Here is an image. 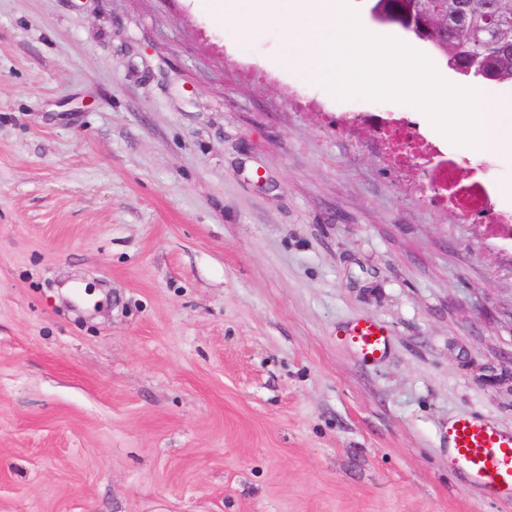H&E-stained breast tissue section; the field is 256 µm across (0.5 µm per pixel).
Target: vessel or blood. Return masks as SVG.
Returning <instances> with one entry per match:
<instances>
[{"label": "vessel or blood", "mask_w": 512, "mask_h": 512, "mask_svg": "<svg viewBox=\"0 0 512 512\" xmlns=\"http://www.w3.org/2000/svg\"><path fill=\"white\" fill-rule=\"evenodd\" d=\"M347 338L367 360L381 358L387 349L385 330L368 320L356 324ZM448 446V460L454 471L497 496L512 497V433L478 416H460L448 423Z\"/></svg>", "instance_id": "1"}]
</instances>
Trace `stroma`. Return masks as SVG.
Segmentation results:
<instances>
[{
    "mask_svg": "<svg viewBox=\"0 0 512 512\" xmlns=\"http://www.w3.org/2000/svg\"><path fill=\"white\" fill-rule=\"evenodd\" d=\"M225 0H0V512H512V240L416 192ZM371 320L385 355L346 337ZM448 448L452 449L448 460L454 471L499 497H512V433L478 416H460L448 422Z\"/></svg>",
    "mask_w": 512,
    "mask_h": 512,
    "instance_id": "obj_1",
    "label": "stroma"
}]
</instances>
